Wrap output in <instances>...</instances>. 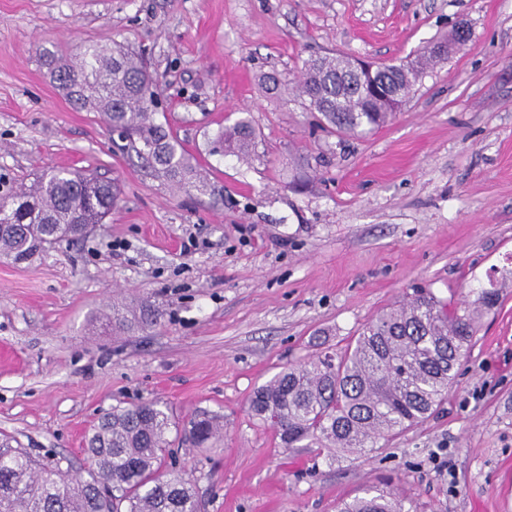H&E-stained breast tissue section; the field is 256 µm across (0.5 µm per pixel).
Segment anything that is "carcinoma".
I'll use <instances>...</instances> for the list:
<instances>
[{
	"label": "carcinoma",
	"mask_w": 512,
	"mask_h": 512,
	"mask_svg": "<svg viewBox=\"0 0 512 512\" xmlns=\"http://www.w3.org/2000/svg\"><path fill=\"white\" fill-rule=\"evenodd\" d=\"M358 59L326 55L306 63L297 83L308 108L331 129H375L392 116L393 102L414 91L419 71L396 65L379 73L382 92L373 95L354 67ZM55 80L69 100L104 113L150 169L175 188L206 187L200 170L179 141L156 121V81L141 59L114 48H86L76 63H60ZM259 135L240 119L219 131L216 153L247 161L257 155ZM119 190L110 181L71 171H50L0 204V256L16 264L46 247L72 241L75 224H101L112 213ZM493 288L478 305L462 310L419 291L408 302L368 322L337 356L324 355L288 367L257 388L251 414L270 424L282 447L304 442L365 455L381 439L424 421L444 402L455 370L470 348L483 311L494 307ZM162 313L112 305L115 334L160 324ZM175 427L167 407L156 401L115 406L86 438L93 462L90 479L60 465L44 464L26 450L0 442V512H198L192 482L164 469ZM199 448L219 439L221 426L209 417L189 421ZM339 512H407L403 499L379 491L341 504Z\"/></svg>",
	"instance_id": "obj_1"
}]
</instances>
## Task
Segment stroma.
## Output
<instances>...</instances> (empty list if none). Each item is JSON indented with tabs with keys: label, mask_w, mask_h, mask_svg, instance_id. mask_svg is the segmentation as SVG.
<instances>
[{
	"label": "stroma",
	"mask_w": 512,
	"mask_h": 512,
	"mask_svg": "<svg viewBox=\"0 0 512 512\" xmlns=\"http://www.w3.org/2000/svg\"><path fill=\"white\" fill-rule=\"evenodd\" d=\"M460 25L467 45L371 131L324 129L257 81L296 85L329 52L406 63ZM116 44L146 57L157 119L205 189L157 178L43 63ZM243 116L256 157L210 154ZM51 169L121 195L89 236L0 257V439L85 473L99 417L157 400L177 424L224 426L217 448L170 436L201 512H336L376 489L411 512H512V0H0V202ZM485 288L498 301L441 409L370 454L285 451L248 412L276 373L342 352L415 290L468 306ZM116 301L152 303L160 325L103 331Z\"/></svg>",
	"instance_id": "35a3bbf8"
}]
</instances>
